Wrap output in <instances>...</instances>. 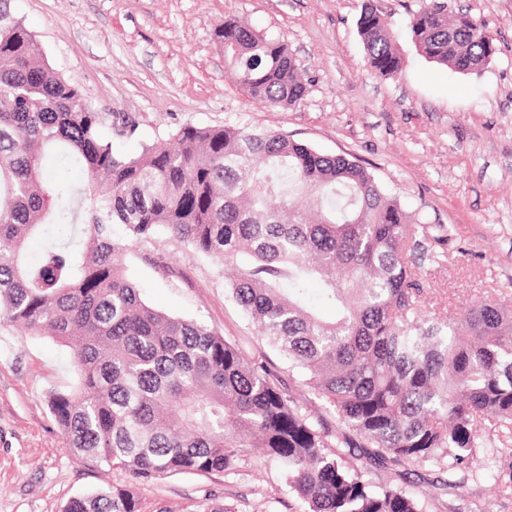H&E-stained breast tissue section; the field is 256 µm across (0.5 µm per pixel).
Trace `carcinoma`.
Wrapping results in <instances>:
<instances>
[{"instance_id":"1","label":"carcinoma","mask_w":512,"mask_h":512,"mask_svg":"<svg viewBox=\"0 0 512 512\" xmlns=\"http://www.w3.org/2000/svg\"><path fill=\"white\" fill-rule=\"evenodd\" d=\"M11 2L0 0V321L69 348L76 382L47 399L70 453L148 482L229 471L259 448L285 468L301 512H429L409 467L467 468L487 421L512 439V315L490 302L425 308L411 215L366 167L228 123L186 124L120 154L106 114L51 71ZM357 27L371 72L397 75L404 57L380 0H363ZM215 36L254 102L305 99L309 77L283 41L236 17ZM409 36L420 56L459 73L496 53L495 37L448 0H426ZM52 153L78 163L82 180L48 170ZM114 224L133 244L165 231L223 262L232 299L345 430L303 412L224 337L148 305ZM50 227L28 260L29 241ZM311 280L335 317L307 306ZM356 451L395 467L393 479L365 478L347 460ZM498 453L488 477L512 491ZM136 506L129 488L109 484L61 512Z\"/></svg>"}]
</instances>
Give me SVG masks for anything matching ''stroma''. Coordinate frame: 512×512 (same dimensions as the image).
Instances as JSON below:
<instances>
[{"instance_id": "obj_1", "label": "stroma", "mask_w": 512, "mask_h": 512, "mask_svg": "<svg viewBox=\"0 0 512 512\" xmlns=\"http://www.w3.org/2000/svg\"><path fill=\"white\" fill-rule=\"evenodd\" d=\"M363 0H13L42 43L54 72L75 80L93 108L138 125L116 139L124 152L186 124L239 123L282 133L372 171L426 227L419 259L430 309L446 312L491 300L512 307V0H451L492 31L497 50L463 75L419 56L408 25L424 0H384L406 58L382 79L368 70L357 20ZM242 18L283 40L311 83L304 101L267 109L236 85L215 28ZM126 272L161 311L207 325L250 358L287 372L257 325L230 297L224 268L160 232L130 244ZM74 377L68 349L48 335L0 323V512H61L65 502L109 483L130 484L139 512H300L278 462L252 451L235 471L172 475L148 483L83 462L63 445L47 405ZM468 469L454 472L452 494L433 489L438 471L408 478L431 493L432 512H512L483 470L499 442L491 425Z\"/></svg>"}]
</instances>
